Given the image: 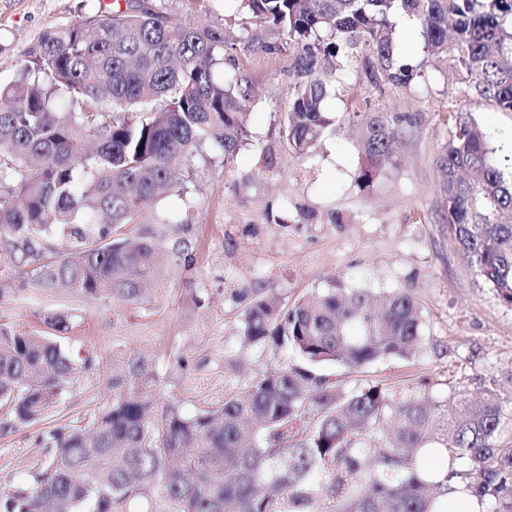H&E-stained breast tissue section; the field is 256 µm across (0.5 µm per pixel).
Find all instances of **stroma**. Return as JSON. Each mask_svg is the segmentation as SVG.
I'll return each instance as SVG.
<instances>
[{"instance_id": "35a3bbf8", "label": "stroma", "mask_w": 512, "mask_h": 512, "mask_svg": "<svg viewBox=\"0 0 512 512\" xmlns=\"http://www.w3.org/2000/svg\"><path fill=\"white\" fill-rule=\"evenodd\" d=\"M113 0H0V82L15 79L23 52L46 31L97 14ZM178 24L224 28L233 47L225 72L237 75L248 97L249 140L232 170L219 149L206 147L190 165L189 185L200 202L189 224L161 226L158 240L192 244L190 264L165 265L138 302L93 300L34 286L25 269L0 273V326L43 330L61 312L72 329L62 343L75 361L92 358L38 423L0 429V494L25 485L47 427L86 425L112 399V381L133 355L152 357L157 408L178 404L193 415L223 406L246 390L256 373L280 368L294 355L272 342H246L243 316L254 294L293 303L327 288L336 277L375 296L410 292L425 321V342L411 359L386 358L351 372H321L344 392L378 384L398 394L452 403L486 392L512 402V309L469 268L444 219L436 160L448 139L449 101L471 113L498 163L512 167V112L458 95L444 63L424 47L421 28L398 25L400 53L419 67L409 87H379L375 63L359 58L345 91L328 98L335 125L309 157L285 148L281 127L298 80L286 34H249L227 22L224 0H167ZM374 112H409L416 123L401 133L394 157L373 186L358 189L360 128L346 121L356 101ZM278 173L258 178L262 150Z\"/></svg>"}]
</instances>
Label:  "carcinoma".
<instances>
[{
	"label": "carcinoma",
	"mask_w": 512,
	"mask_h": 512,
	"mask_svg": "<svg viewBox=\"0 0 512 512\" xmlns=\"http://www.w3.org/2000/svg\"><path fill=\"white\" fill-rule=\"evenodd\" d=\"M242 30L273 26L298 52L299 79L282 129L304 155L332 121L336 94L320 60L343 71L361 55L380 78L408 86L418 69L396 51L397 17L415 18L425 48L446 61L465 94L512 112V0H230ZM224 29L174 26L162 0H124L99 14L44 32L17 77L0 86V268L27 266L44 290L136 302L165 262L187 261L188 240L156 248L143 206L175 195L182 223L197 208L184 173L207 145L231 167L248 140L246 96L224 78ZM364 126L356 182L368 188L391 160L407 113L349 112ZM448 226L475 274L512 308V171L467 112L448 107V140L437 162ZM58 238L68 250L44 255ZM50 335L0 327V419L11 430L39 422L76 374L62 346L68 315L44 319ZM250 342L272 340L299 361L256 374L216 410L186 415L155 409L152 361L131 357L112 403L84 428L44 431L31 482L0 497V512H124L162 490L171 512H314L316 492L336 512H434L437 482L419 476L464 458L453 470L489 512H512V447L497 441L512 408L489 392L439 412L425 396L379 385L346 394L320 373L327 364L357 371L382 358L407 359L423 345V318L402 290L377 306L342 280L291 306L258 295L243 318ZM315 423L299 434L306 411ZM396 426L380 448L360 441L365 425ZM436 432L429 454L428 436Z\"/></svg>",
	"instance_id": "carcinoma-1"
}]
</instances>
